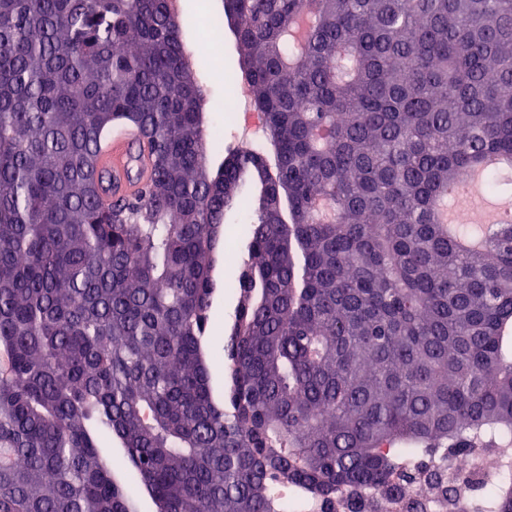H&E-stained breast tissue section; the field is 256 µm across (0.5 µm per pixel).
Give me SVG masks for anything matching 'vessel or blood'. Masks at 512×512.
I'll return each mask as SVG.
<instances>
[{"label": "vessel or blood", "instance_id": "b4317fda", "mask_svg": "<svg viewBox=\"0 0 512 512\" xmlns=\"http://www.w3.org/2000/svg\"><path fill=\"white\" fill-rule=\"evenodd\" d=\"M149 153L147 147L132 133L108 141L99 158V169L105 177L106 192L102 204L113 198L131 196L138 192V178L147 172Z\"/></svg>", "mask_w": 512, "mask_h": 512}]
</instances>
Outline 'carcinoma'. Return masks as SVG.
Listing matches in <instances>:
<instances>
[{"mask_svg":"<svg viewBox=\"0 0 512 512\" xmlns=\"http://www.w3.org/2000/svg\"><path fill=\"white\" fill-rule=\"evenodd\" d=\"M213 23L275 180L261 144L214 164L171 0H0V512H280L273 480L387 497L458 454L491 487L466 512H512V224L475 248L481 225L438 216L512 157V0H224ZM128 129L151 175L102 208ZM502 197L512 166L476 192ZM238 262L224 259V254L217 258L216 276L220 283L213 305L212 331L217 341L224 336V329L233 316L237 304L235 288H231L238 275ZM229 288H224V282Z\"/></svg>","mask_w":512,"mask_h":512,"instance_id":"obj_1","label":"carcinoma"}]
</instances>
